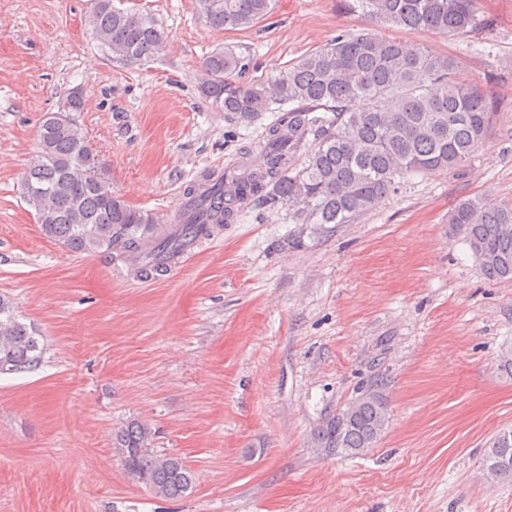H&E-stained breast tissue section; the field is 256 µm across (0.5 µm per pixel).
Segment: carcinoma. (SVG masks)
<instances>
[{
  "label": "carcinoma",
  "instance_id": "1",
  "mask_svg": "<svg viewBox=\"0 0 512 512\" xmlns=\"http://www.w3.org/2000/svg\"><path fill=\"white\" fill-rule=\"evenodd\" d=\"M212 28L249 27L270 15L274 0H196ZM477 0H355L371 21L454 36L485 26ZM87 23L108 55L124 64L157 56L163 32L147 11L124 0H90ZM245 56L230 48L210 55L200 91L239 118L274 113L257 164L188 187L180 232H158L153 214L112 191L109 170L68 107L47 112L29 160L22 194L43 235L75 254L116 253L146 275L196 239L205 224L229 223L251 198L288 209L294 224H348L370 210L395 178L463 166L487 137L496 112L488 92L466 82L456 62L396 39L348 33L259 83L235 85ZM307 148L302 167L292 158ZM448 223L464 234L485 277L512 280V207L465 200ZM42 348L34 327L0 297V374L28 371ZM389 423L378 387H368L312 433L317 450L356 456L375 447ZM129 474L156 495L183 496L194 480L184 461L153 452L151 428L132 421L113 437ZM487 481L512 482V429L501 430L483 462Z\"/></svg>",
  "mask_w": 512,
  "mask_h": 512
}]
</instances>
